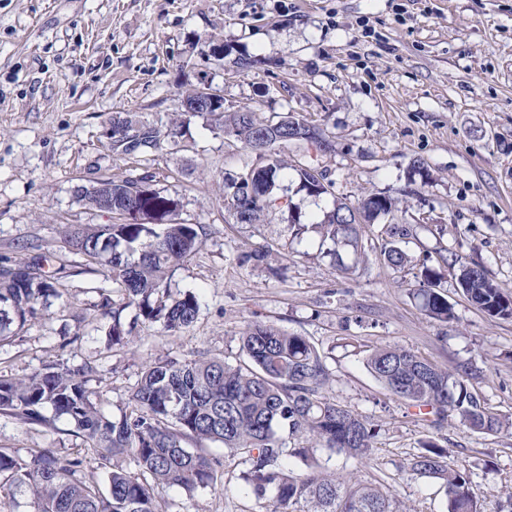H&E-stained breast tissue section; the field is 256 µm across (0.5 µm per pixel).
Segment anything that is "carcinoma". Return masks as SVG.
<instances>
[{"mask_svg":"<svg viewBox=\"0 0 512 512\" xmlns=\"http://www.w3.org/2000/svg\"><path fill=\"white\" fill-rule=\"evenodd\" d=\"M197 116L215 122L224 136L244 144L256 154L259 165L268 167L252 189L233 178L224 182V208L245 207L244 222L257 224L281 208L274 195L276 183L292 174L299 189L319 197L331 183L313 160L288 164L280 154L286 143L288 120L283 114L262 119L246 109L224 112L214 108ZM315 135L318 155L332 149L321 128L303 120ZM116 127L136 130L135 145L154 147L180 133L181 125L161 132L150 124L133 128L130 121ZM143 193V203L160 222L145 216L144 224H98L84 228L64 225L59 230L63 247L102 266L112 280L122 303L112 308L108 341L126 342L140 321L158 323L169 333L191 326L199 308L191 292L174 293L167 288L170 272L196 254L202 226L179 224L170 209L174 197L156 189L146 177H110L97 182L112 201L122 200L132 186ZM355 208L361 222L342 224L339 214ZM396 203L389 196L373 194L357 205L338 203L327 219L315 224L322 237L332 242L329 254L340 271L350 275L355 266L344 263L340 248L358 250L361 231L390 214ZM383 261L396 270L410 262L398 245L404 229L390 224ZM268 251H241L234 260L241 267L266 263ZM45 258L34 263H16L0 268V341L42 317L58 297L54 277L44 270ZM452 275L462 295L480 310L512 317V295L502 291L478 262L444 263L437 270L422 263L419 287L410 289L418 309L426 316L447 323L454 319L452 305L441 291V282ZM135 307L131 320L123 319ZM240 356L231 364L219 357L191 360L164 359L147 365L131 394V411L117 421L105 418L96 394L87 387L89 368L71 369L49 364L44 371L21 378L0 377V413L22 424H47L41 410L66 420L73 432L88 444L87 453L42 449L21 458L0 448V476L17 492L28 495L29 512H175L177 503L159 501L158 487L176 488L187 494L216 483L218 458L199 444L219 442L224 450L239 455L246 464L240 479L248 493L263 504L265 512H399L389 488L354 477L337 479L314 459L319 448L357 461L368 458L375 429L363 416L325 393L329 381L326 357L307 337L261 321L249 324L239 336ZM366 366L390 395L422 412L424 425L435 430L454 416L469 431L497 433L509 422L492 413L470 390V369L453 373L410 350L380 346L366 358ZM302 436L308 446L288 448L286 438ZM198 444L186 447L187 442ZM406 465L412 476L440 483L447 512H482L469 487L466 471L448 466L447 452L432 440ZM105 470L106 484L86 478L87 454ZM306 462V471L296 474L288 458Z\"/></svg>","mask_w":512,"mask_h":512,"instance_id":"obj_1","label":"carcinoma"}]
</instances>
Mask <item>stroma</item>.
Returning a JSON list of instances; mask_svg holds the SVG:
<instances>
[{
	"mask_svg": "<svg viewBox=\"0 0 512 512\" xmlns=\"http://www.w3.org/2000/svg\"><path fill=\"white\" fill-rule=\"evenodd\" d=\"M207 38L223 62L207 58ZM190 85L216 90L228 112L321 124L335 145L319 159L332 188L314 198L288 179L277 196L319 218L340 201L398 198L388 222L408 229L411 263L384 265L379 224L366 227L364 260L347 277L321 257L317 230L295 235L287 215L234 223L224 181L256 156L210 121L181 115ZM177 117L180 134L160 146L128 151L112 141L113 122L164 129ZM417 161L425 180L413 178ZM118 175H148L175 192L178 221L204 233L169 280L172 291L197 294L196 321L173 335L142 322L115 346L103 308L116 297L112 282L62 247L59 228L120 223L76 195ZM244 248L269 249L267 264L237 267ZM36 256L48 258L59 296L46 318L0 345V376L52 362L92 366L89 386L115 420L145 365L204 353L234 361L240 333L259 320L315 342L328 357L326 394L378 431L361 464L317 451L328 472L384 481L400 512H446L439 483L404 469L432 433L364 359L391 345L451 371L472 367L471 388L512 420V318L477 309L451 279V324L422 315L408 294L420 260L446 258L481 262L512 293V0H0V266ZM432 435L449 465L466 469L484 512H512V429L474 434L452 417ZM83 445L65 421L24 425L0 414V448L20 456ZM211 452L224 463L218 486L162 497L180 512H260L253 496L223 488L243 471L240 460L218 443Z\"/></svg>",
	"mask_w": 512,
	"mask_h": 512,
	"instance_id": "1",
	"label": "stroma"
}]
</instances>
